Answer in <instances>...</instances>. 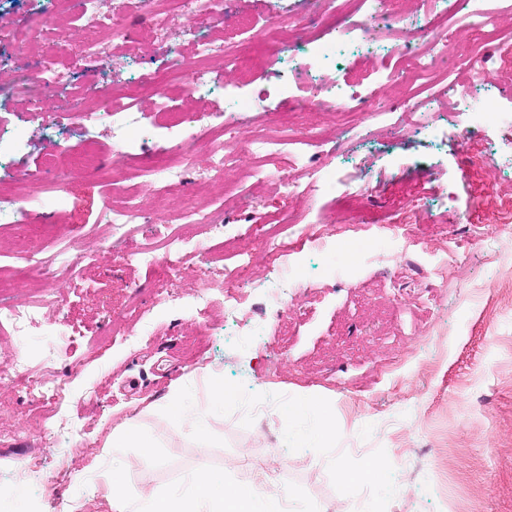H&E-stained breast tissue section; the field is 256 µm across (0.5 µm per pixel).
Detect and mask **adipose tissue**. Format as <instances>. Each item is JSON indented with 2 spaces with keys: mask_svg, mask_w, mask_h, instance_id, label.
<instances>
[{
  "mask_svg": "<svg viewBox=\"0 0 512 512\" xmlns=\"http://www.w3.org/2000/svg\"><path fill=\"white\" fill-rule=\"evenodd\" d=\"M275 474H244L233 487H225L224 477L209 469L198 470L182 486L163 491L141 488L130 491L121 480L111 482L112 512H258L261 497H275Z\"/></svg>",
  "mask_w": 512,
  "mask_h": 512,
  "instance_id": "ef3b65f1",
  "label": "adipose tissue"
}]
</instances>
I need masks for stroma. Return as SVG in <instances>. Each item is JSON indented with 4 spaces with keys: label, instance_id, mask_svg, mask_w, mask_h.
<instances>
[{
    "label": "stroma",
    "instance_id": "stroma-1",
    "mask_svg": "<svg viewBox=\"0 0 512 512\" xmlns=\"http://www.w3.org/2000/svg\"><path fill=\"white\" fill-rule=\"evenodd\" d=\"M41 4L0 0V45L11 55L0 67V116L7 119L25 106L15 92L18 76L48 45L38 35L16 43L12 34ZM279 5L223 0L219 15L193 21L181 33L182 48L193 54L195 33L204 28L235 41L234 15L248 14L262 25ZM152 8L151 0H135L120 19L138 38L135 67L161 70L165 50L146 35ZM283 71L275 62L259 72L228 71L223 88L209 98L177 95L172 103L212 112L223 108L228 88L243 84L267 94V111L234 131L244 143L296 110L293 93L280 90ZM488 93L509 118L476 119L467 143L450 134L397 139L373 112L351 114L354 131L343 140L339 115L302 113L304 127L322 136L319 146L263 159L241 150L225 174L239 185L231 201L222 186L201 184L198 171L187 170L163 209L134 168L114 187L71 172L72 158L89 149L85 138H34L12 167L36 173L51 156L68 172L69 184L62 198L37 203L53 231L31 247L52 253L78 232L86 260L74 278L27 270L23 228L0 224V280L14 281L26 270L20 296L45 302L29 340L0 328V368L17 360L68 381L61 410L83 431L57 430L51 412L37 408L16 382L0 379V512H64L74 502L81 512H112L107 482L114 473L134 490L174 488L201 468L223 473L229 484L241 471L272 469L281 491L300 493L306 512H363L367 493H338L327 457L287 449L280 413L255 416L248 427L238 412L213 416L210 430L223 443L204 452L173 432L163 408L185 386L204 399L209 371L252 393L328 399L341 433L338 452L361 459L381 448L393 465L397 490L386 512H512V163L499 161L512 155V86ZM358 164L375 194L289 199L271 177L249 176L261 165L304 182L316 170L332 183ZM442 186L447 194H439ZM189 190L197 202L223 204V236L213 239L204 226L181 223L179 203ZM128 196L150 221L116 241L99 220L101 207L105 199L118 203ZM311 202L329 215L319 230L334 247L293 254L302 286L287 288L266 241L287 237L283 217ZM405 210L412 223L401 240L390 221ZM477 225L495 226L492 242H476L461 264L442 265L454 239ZM173 245L181 253L180 297L169 301L160 295L162 266L131 265L126 258L144 250L161 256ZM242 252L252 258L243 288L249 326L225 318L218 292L208 315L196 317V295L213 282L217 261L233 263ZM70 329L75 335L68 346L48 348L51 335ZM128 417L158 437L153 460L142 463L137 449L113 447L112 429ZM33 461L38 467L31 477L17 480ZM62 468L69 473L64 482L56 479Z\"/></svg>",
    "mask_w": 512,
    "mask_h": 512
}]
</instances>
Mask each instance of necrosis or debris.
Returning <instances> with one entry per match:
<instances>
[{"instance_id": "1", "label": "necrosis or debris", "mask_w": 512, "mask_h": 512, "mask_svg": "<svg viewBox=\"0 0 512 512\" xmlns=\"http://www.w3.org/2000/svg\"><path fill=\"white\" fill-rule=\"evenodd\" d=\"M127 0H44L41 16L28 19L24 28L14 34L15 40H26L33 31H52V20L63 10L78 8L79 19L94 33L78 50L60 46L57 53L42 57L35 68L19 80L21 94L27 95L25 112L15 120L0 122V156L23 150L33 138L48 130L64 133L71 130L91 135L106 128L118 158L132 157L138 131L144 123L137 109L138 92L156 97V109L165 117L169 147L145 164L141 170L156 195H166L182 179L184 170L202 167L206 179L223 182L224 173L236 160L243 145L227 141L219 145L203 140L198 128L200 117L195 112L173 108L165 91L168 80L179 81L185 94L202 97L222 79L219 71L210 67V60L223 59L225 66L242 65L239 47L247 43L256 52L252 67H264L271 61L263 47V39L252 21L236 18L234 25L239 46H227L221 39H199L193 56H185L172 33L177 17L184 14L207 16L217 0H154L150 22L153 31L164 42L168 55L165 70L140 69L135 76V92L121 96L113 90L121 81L123 70L109 50L110 45L132 43L133 38L123 26L119 15ZM463 14L475 28L479 41L470 51V69L465 79L453 80L432 88L436 61L460 62L462 55L450 18ZM269 27L277 29L276 53L288 64L286 88L302 91L300 105L305 110L347 113L353 101L361 95H375L382 83H401L417 87L422 92L420 107H409L394 122L399 134L417 131L428 125L440 98L456 102V111L471 114L479 102V92L489 77L512 82V33L501 24V14L489 5V0H448L444 8L425 16H417L396 8L395 0H304L301 7L289 10L287 16H273ZM360 34L362 50L375 57V68L350 67L341 80L326 82L321 72L334 61L347 30ZM79 55L90 63L97 77L95 95L102 109H84L75 115L50 114L40 106L42 96L68 89L72 70L71 55ZM322 217L307 209L303 217L290 218L295 233L287 240L270 239L269 249L280 265H287L296 246L322 248L320 235L313 230Z\"/></svg>"}]
</instances>
